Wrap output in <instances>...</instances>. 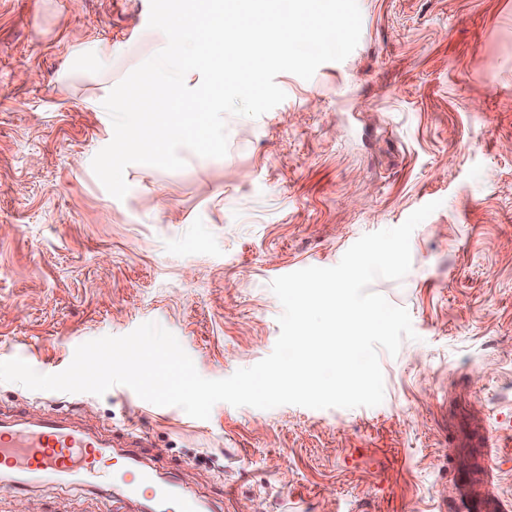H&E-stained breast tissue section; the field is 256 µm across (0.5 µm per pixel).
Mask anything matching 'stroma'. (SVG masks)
Masks as SVG:
<instances>
[{
  "label": "stroma",
  "instance_id": "1",
  "mask_svg": "<svg viewBox=\"0 0 512 512\" xmlns=\"http://www.w3.org/2000/svg\"><path fill=\"white\" fill-rule=\"evenodd\" d=\"M359 6L344 61L277 75L285 100L227 117L224 158L129 165L119 200L91 161L113 137L101 97L158 49L147 0H0V361L56 374L78 345L154 321L201 376L229 377L274 348L275 278L335 266L435 201L408 274L370 286L416 333L379 355L382 404L221 402L200 420L124 385L0 382V415L143 430L149 464L222 512H448L486 465L512 502V0ZM97 42L109 64L73 52ZM0 512L131 510L46 481L0 489Z\"/></svg>",
  "mask_w": 512,
  "mask_h": 512
}]
</instances>
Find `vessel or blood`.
<instances>
[{
    "mask_svg": "<svg viewBox=\"0 0 512 512\" xmlns=\"http://www.w3.org/2000/svg\"><path fill=\"white\" fill-rule=\"evenodd\" d=\"M123 452L113 453L114 442ZM147 437L141 431H126L112 439L72 425L66 418L47 416L31 422L0 418V476L12 491L26 490L42 478L58 482L93 485L126 498H143L148 512H208L191 491L166 479L144 462L140 453ZM487 486L482 504L467 495L455 501V512H512L496 493L493 468H485Z\"/></svg>",
    "mask_w": 512,
    "mask_h": 512,
    "instance_id": "obj_1",
    "label": "vessel or blood"
}]
</instances>
